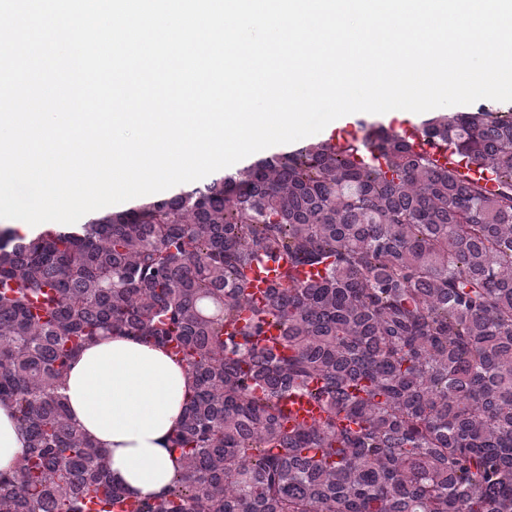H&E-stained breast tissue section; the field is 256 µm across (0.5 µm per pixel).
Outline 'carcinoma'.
<instances>
[{
    "label": "carcinoma",
    "mask_w": 512,
    "mask_h": 512,
    "mask_svg": "<svg viewBox=\"0 0 512 512\" xmlns=\"http://www.w3.org/2000/svg\"><path fill=\"white\" fill-rule=\"evenodd\" d=\"M109 333L195 380L153 498L59 392ZM292 393L323 416L288 426ZM0 403L27 435L0 512H512V109L369 124L30 238L0 225ZM276 276V264L272 261L265 263L263 269L257 271L250 289L256 299H264L268 295L270 288L276 282Z\"/></svg>",
    "instance_id": "1"
}]
</instances>
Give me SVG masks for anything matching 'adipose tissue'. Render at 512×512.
<instances>
[{"mask_svg": "<svg viewBox=\"0 0 512 512\" xmlns=\"http://www.w3.org/2000/svg\"><path fill=\"white\" fill-rule=\"evenodd\" d=\"M194 390L185 368L162 349L105 335L74 360L61 392L72 421L110 458L112 476L130 494H160L180 469L169 435ZM26 434L0 404V470L13 468Z\"/></svg>", "mask_w": 512, "mask_h": 512, "instance_id": "1", "label": "adipose tissue"}]
</instances>
